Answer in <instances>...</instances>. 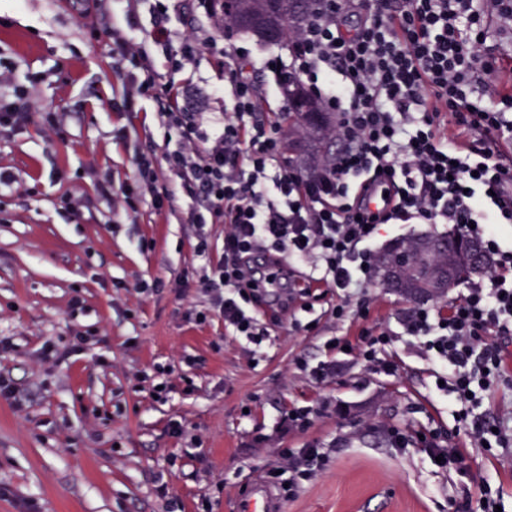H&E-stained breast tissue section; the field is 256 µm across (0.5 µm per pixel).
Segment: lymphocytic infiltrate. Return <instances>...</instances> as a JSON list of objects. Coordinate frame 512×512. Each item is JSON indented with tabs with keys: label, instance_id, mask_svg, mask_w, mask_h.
<instances>
[{
	"label": "lymphocytic infiltrate",
	"instance_id": "f902f5d3",
	"mask_svg": "<svg viewBox=\"0 0 512 512\" xmlns=\"http://www.w3.org/2000/svg\"><path fill=\"white\" fill-rule=\"evenodd\" d=\"M184 9V0H127L123 26L112 29L113 67L122 77L113 111L150 100L159 124L180 139L160 156L136 149L134 174L99 184L100 196L133 220L145 199L158 215L175 211L180 196L194 200L184 221L197 227L194 251L208 303L197 317L217 314L225 329L257 346L267 335L256 316L264 305L257 291L280 287L289 266L311 270L294 287L335 289L330 315L341 322L354 289L373 276L381 225L448 223L474 237L493 265L488 281L470 283L445 310L414 309L400 331L364 329L354 341L334 339L333 348L391 375L398 364L385 353L398 335L421 339L466 436L452 447L425 443V452L446 467L476 450L496 463L512 433L493 429L477 409L507 370L506 352L491 338L512 327V244L503 239L512 223V153L504 149L512 143V53L487 39L493 27L512 33V0H335L302 33H289L290 63L275 71L277 83L296 77L341 115L331 130L336 159L316 178L290 170L288 130L267 115L259 66L225 47L215 18L172 28L171 16ZM144 10L149 30L124 37ZM203 53L224 72L212 88L230 99L218 118L180 102ZM481 74L499 85L485 105L471 98ZM42 108L29 88L0 94V135L27 131ZM169 174L176 185L166 182ZM211 224L223 227L221 249L212 247ZM280 457L293 478L279 493L291 498L300 480L326 465L329 451L310 444L281 449Z\"/></svg>",
	"mask_w": 512,
	"mask_h": 512
}]
</instances>
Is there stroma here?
Here are the masks:
<instances>
[{
  "label": "stroma",
  "instance_id": "stroma-1",
  "mask_svg": "<svg viewBox=\"0 0 512 512\" xmlns=\"http://www.w3.org/2000/svg\"><path fill=\"white\" fill-rule=\"evenodd\" d=\"M111 8L105 19L87 0H0V30L27 37H0V72L12 76L0 91L34 84L43 112L68 114L63 136L49 143L43 112L25 133L0 136V168L16 177L0 186V372L20 401L0 399V512H202L205 501L211 512H235L275 467L276 448L316 440L335 442L330 460L294 498L279 499L280 512H452L466 490L495 473L478 451L457 472L434 466L423 450V439L454 445L464 434L436 388L435 362L400 333L414 302L375 280L362 294L364 319L329 318L332 291L309 314L262 311L268 335L250 355L222 317L196 318L206 307L202 262L194 227L180 221L192 199L180 198L164 216L140 203V223L129 224L99 197L95 174L120 181L135 169L133 147L113 141V129L134 125L140 142L160 154L178 145L153 113L112 109L121 78L108 29L122 21L126 2L112 0ZM218 78L209 56H199L187 94L194 111H221L208 94ZM69 193L87 206L65 209ZM157 278L166 288L136 293L138 282ZM175 279L181 288L169 289ZM75 300L81 308L73 313ZM313 317L314 331L295 329V320ZM377 326L400 334L392 347L398 374L368 372L326 347ZM79 332L90 338L76 350ZM47 338L65 359L39 361ZM329 359L335 377L315 384L304 364ZM156 364L171 369L163 402L130 381ZM303 406L315 410L310 427L276 435L273 448L255 442V432L275 435L278 417ZM174 420L187 438L168 434ZM394 429L409 437L408 447H394ZM159 475L170 485L165 499L155 493Z\"/></svg>",
  "mask_w": 512,
  "mask_h": 512
}]
</instances>
